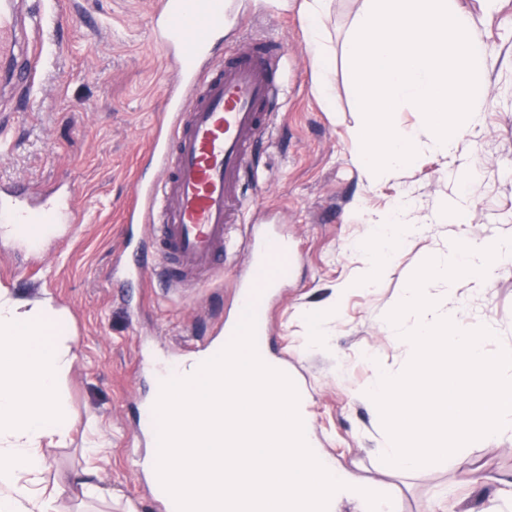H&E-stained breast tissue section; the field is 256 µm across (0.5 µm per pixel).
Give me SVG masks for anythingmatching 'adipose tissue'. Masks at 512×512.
Masks as SVG:
<instances>
[{
    "label": "adipose tissue",
    "mask_w": 512,
    "mask_h": 512,
    "mask_svg": "<svg viewBox=\"0 0 512 512\" xmlns=\"http://www.w3.org/2000/svg\"><path fill=\"white\" fill-rule=\"evenodd\" d=\"M328 8L329 0H303L300 8L305 50L324 92L332 63L322 28ZM372 222L382 235L369 245L366 266L356 279L360 287L389 270L383 242L403 241L418 231L403 205ZM60 316L50 301H30L0 289V512H58L56 491L38 487L37 480L45 469L43 445L66 444L70 431L60 388L73 362V336Z\"/></svg>",
    "instance_id": "adipose-tissue-1"
}]
</instances>
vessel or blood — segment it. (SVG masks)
Instances as JSON below:
<instances>
[{"instance_id":"1","label":"vessel or blood","mask_w":512,"mask_h":512,"mask_svg":"<svg viewBox=\"0 0 512 512\" xmlns=\"http://www.w3.org/2000/svg\"><path fill=\"white\" fill-rule=\"evenodd\" d=\"M234 11L233 0H158L155 40L164 48L177 46L178 86L168 94L164 142L153 148L157 175L139 185L129 215L142 222L155 270L174 288L201 287L223 275L227 251L245 253L237 302L242 308L254 305L261 347L270 329L268 300L283 282L275 266L284 253L283 237L276 231L260 238L245 232L236 242L230 227L244 215L242 180L270 134L284 76L273 44L235 48L215 58L213 40ZM43 22L40 16L23 22L15 6H0V62L8 65L16 88L28 93L36 85L40 54L22 51L21 44L27 27ZM76 221L64 195L0 185L1 224L66 229Z\"/></svg>"}]
</instances>
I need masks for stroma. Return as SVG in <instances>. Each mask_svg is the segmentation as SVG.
<instances>
[{
  "mask_svg": "<svg viewBox=\"0 0 512 512\" xmlns=\"http://www.w3.org/2000/svg\"><path fill=\"white\" fill-rule=\"evenodd\" d=\"M301 0H242L249 17L227 28L217 52L275 40L286 57L285 84L271 133L255 166L262 187L244 215L248 224H276L293 253L287 281L270 303L273 352L287 357L307 390L310 431L318 447L362 480L389 485L399 512H498L512 495V436L479 439L471 447L411 475L382 460L386 431L363 394L369 358L391 373L410 360L404 344L386 336L384 319L427 258H445L463 232L494 240L512 236V0L491 24L480 25L497 53L484 80L490 103L474 131L463 133L455 158L424 149L408 165L370 182L356 161L359 123L353 79L343 61L330 73L329 100L318 93L305 51ZM22 15L41 13L47 51L29 99L0 80V181L22 180L43 191L67 177L66 191L84 221L42 253L0 243V284L15 295L50 299L63 310L74 340L73 363L61 384L70 416L62 446H43L46 480L68 475L60 512H157L141 462L147 443L138 430L151 398L146 361L177 360L182 349L212 337L237 309L236 276L243 255L229 256L222 278L200 288H169L155 279L130 292L119 286L117 262L142 243L129 230L127 205L136 183L154 175L155 120L167 108L174 80L166 52L152 33L156 0H18ZM474 163L481 176L468 225L437 220L438 209L462 188L457 174ZM415 202L422 234L406 240L390 270L370 286L351 279L366 256L368 215L402 196ZM437 304L458 310L472 326L488 327L494 350L512 345V270L487 289L462 281L429 284ZM329 328L325 347H306L315 319ZM478 467L484 482L460 485ZM91 479L100 496L83 498L77 481Z\"/></svg>",
  "mask_w": 512,
  "mask_h": 512,
  "instance_id": "stroma-1",
  "label": "stroma"
}]
</instances>
